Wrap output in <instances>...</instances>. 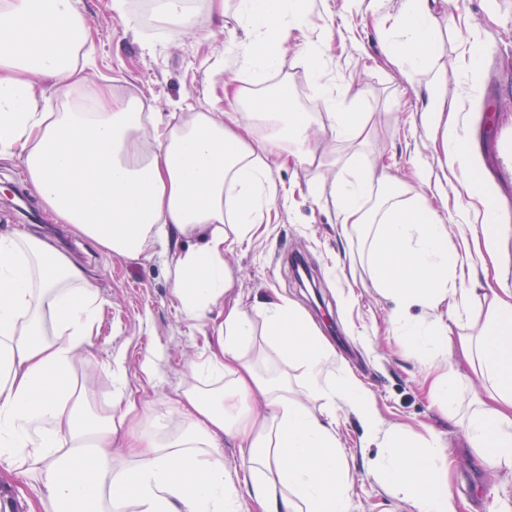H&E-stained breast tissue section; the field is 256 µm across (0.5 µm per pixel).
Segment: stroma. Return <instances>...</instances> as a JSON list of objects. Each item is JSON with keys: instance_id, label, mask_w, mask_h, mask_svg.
<instances>
[{"instance_id": "stroma-1", "label": "stroma", "mask_w": 512, "mask_h": 512, "mask_svg": "<svg viewBox=\"0 0 512 512\" xmlns=\"http://www.w3.org/2000/svg\"><path fill=\"white\" fill-rule=\"evenodd\" d=\"M108 3H78L95 42L82 67L85 81L110 85L118 97L139 98L149 111L173 123L202 109H227L224 80L253 39L235 22V0H228L223 22H214L203 8L179 36L165 24L150 28L140 18H121ZM401 5V0H306V28L283 46L277 71L257 72L254 89L261 94L288 83L299 109L319 113L323 103L315 87L323 85L353 111L366 113L371 137L364 152L373 165L409 179L422 162L437 177L439 156L421 121L428 90L409 83L386 58L388 47L409 37L396 22ZM428 5L444 23L436 54L447 67L446 110L462 103L457 73L470 52L486 55L464 141L475 162L474 179L512 217V0H429ZM309 41L322 46L315 83L303 61ZM271 175L287 190V202L272 204L257 237L226 254L224 262L244 305L273 291L287 296L374 396L380 423L374 441L365 440L348 408H336L350 463V512H409L395 490L371 472L386 462L385 440L391 432L417 439L431 429L453 448L447 481L460 512H512V469L493 478L486 474L459 427L427 399L420 384L423 370L408 345L390 336L391 301L370 286L366 268L349 264L347 256L359 249L360 237L342 234L333 207L310 196L311 171L290 162L273 165ZM26 180L18 158L0 159V232L29 229L45 237L83 265L105 300L91 346L76 364L91 414L104 415L112 408L118 386L110 363L117 356L128 391L153 405L175 408L179 391L191 380L192 364L214 344L222 314L215 310L195 321L186 318L168 275L172 252L163 245L120 258L91 245L68 225L54 223L50 214H43L41 223L22 224L14 202ZM149 356L157 359L152 376L142 369Z\"/></svg>"}]
</instances>
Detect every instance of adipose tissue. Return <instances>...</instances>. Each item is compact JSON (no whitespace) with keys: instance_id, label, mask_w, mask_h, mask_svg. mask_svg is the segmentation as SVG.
<instances>
[{"instance_id":"ef3b65f1","label":"adipose tissue","mask_w":512,"mask_h":512,"mask_svg":"<svg viewBox=\"0 0 512 512\" xmlns=\"http://www.w3.org/2000/svg\"><path fill=\"white\" fill-rule=\"evenodd\" d=\"M78 0H0V156H18L29 182L58 223L70 225L113 255L131 258L156 243L174 248L170 277L187 318L223 307L217 346L192 369L175 414L158 411L125 390L114 415L91 417L77 396L74 365L91 344L104 300L83 267L47 239L0 233V472L36 466L43 512H349V463L340 450L336 407L378 431L373 399L319 336L305 313L281 295L244 308L233 297L224 255L251 239L277 199L270 160L321 168L312 116L296 111L288 85L262 96L250 112H193L177 124L141 113L139 99L78 79L93 51ZM238 23L255 38L244 63L224 83L238 101L252 70L277 69L292 31L307 24L301 0H238ZM399 24L410 37L389 50L408 81L424 79L431 99L423 123L443 156L445 181L468 197L444 221L419 185L377 171L362 156L349 176L332 182L343 232L360 234L374 288L395 304V333L425 366L428 396L460 418L466 443L494 473L512 467V295L467 283L473 265L494 258L497 210L468 175L471 158L461 133L465 111L446 112L445 76L434 61L438 20L427 0H403ZM78 110L47 112V89ZM321 128L341 143L364 146L362 113L323 95ZM264 138H255L258 125ZM192 244L181 247L182 239ZM447 304L448 315L435 311ZM484 311L477 335L458 339L448 354L447 318L472 304ZM431 312L411 317L412 308ZM283 357L303 371L302 398L263 377L246 355L256 324ZM480 363L486 394L459 414L458 363ZM258 403L263 413L241 410ZM320 402L319 411L309 402ZM126 439L114 446L117 430ZM238 445L225 466L222 439ZM380 475L410 512H458L438 464L437 433L415 441L393 435Z\"/></svg>"}]
</instances>
